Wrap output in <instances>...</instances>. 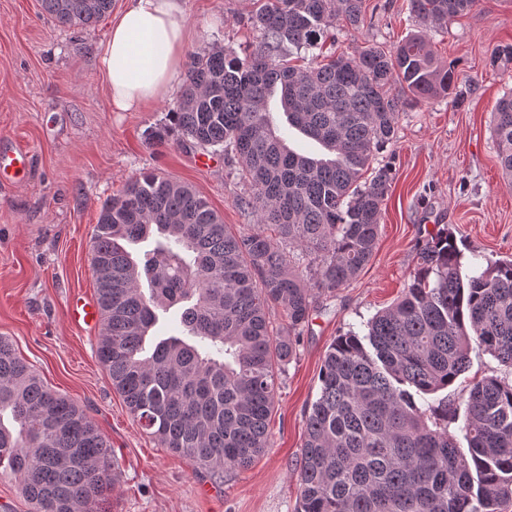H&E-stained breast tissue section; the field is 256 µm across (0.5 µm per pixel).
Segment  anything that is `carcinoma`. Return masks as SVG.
Instances as JSON below:
<instances>
[{
  "label": "carcinoma",
  "instance_id": "1",
  "mask_svg": "<svg viewBox=\"0 0 512 512\" xmlns=\"http://www.w3.org/2000/svg\"><path fill=\"white\" fill-rule=\"evenodd\" d=\"M477 0H408L424 26L393 50L323 52L362 22L363 0H266L251 17L258 45L191 57L170 125L148 132L238 161L256 224L224 223L191 186L162 173L106 199L90 240L100 307L96 354L131 416L165 448L218 478L268 447L279 374L317 301L355 279L378 241L394 179L377 154L405 106L454 93L427 31ZM63 26L90 28L112 0H41ZM406 88L411 98L392 92ZM287 127L270 111L274 91ZM319 143L316 158L288 129ZM512 186V91L492 116ZM158 234L137 259L127 248ZM404 295L333 340L305 418L297 512H512V378L491 375L457 398L433 395L470 366L477 347L512 369V259L462 275L451 229L419 243ZM287 318L274 328L269 311ZM169 313L168 335L147 339ZM463 418L462 450L449 425ZM31 512H105L120 483L112 451L86 413L48 387L0 338V476Z\"/></svg>",
  "mask_w": 512,
  "mask_h": 512
}]
</instances>
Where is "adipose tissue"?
<instances>
[{
  "mask_svg": "<svg viewBox=\"0 0 512 512\" xmlns=\"http://www.w3.org/2000/svg\"><path fill=\"white\" fill-rule=\"evenodd\" d=\"M183 0H129L99 58L113 111L134 112L170 95L188 42Z\"/></svg>",
  "mask_w": 512,
  "mask_h": 512,
  "instance_id": "ef3b65f1",
  "label": "adipose tissue"
}]
</instances>
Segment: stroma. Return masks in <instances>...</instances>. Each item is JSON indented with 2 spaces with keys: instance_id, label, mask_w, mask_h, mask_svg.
<instances>
[{
  "instance_id": "1",
  "label": "stroma",
  "mask_w": 512,
  "mask_h": 512,
  "mask_svg": "<svg viewBox=\"0 0 512 512\" xmlns=\"http://www.w3.org/2000/svg\"><path fill=\"white\" fill-rule=\"evenodd\" d=\"M186 55L230 47L245 52L259 33L248 22L256 0H184ZM419 25L407 0H366L360 28L339 30L336 49L395 46ZM108 21L58 24L39 0H0V148L30 153L25 177L0 181V336L53 389L74 399L112 448L122 477L108 512H295L305 415L336 337L363 333L378 310L401 297L418 266L416 241L452 227L463 273L512 256V187L491 133L492 112L512 89V62L494 68L491 50L512 44V0H479L431 39L454 65L460 100L407 106L393 143L394 180L371 260L335 297L319 300L282 372L269 445L252 464L217 479L161 447L129 414L98 362V333L74 324V295L94 297L90 238L100 206L133 177L164 173L193 186L224 219L250 230L236 203L244 189L234 159L148 130L168 122L169 95L136 112L113 111L99 75ZM208 165H199V157Z\"/></svg>"
}]
</instances>
